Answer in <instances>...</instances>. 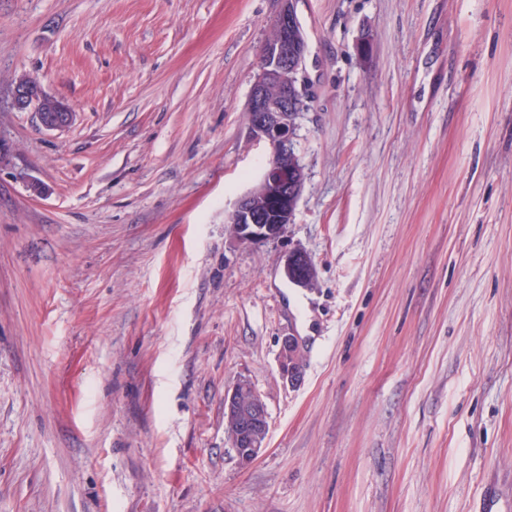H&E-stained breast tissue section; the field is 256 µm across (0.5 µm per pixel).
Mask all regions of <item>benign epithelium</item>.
Returning <instances> with one entry per match:
<instances>
[{
	"label": "benign epithelium",
	"mask_w": 512,
	"mask_h": 512,
	"mask_svg": "<svg viewBox=\"0 0 512 512\" xmlns=\"http://www.w3.org/2000/svg\"><path fill=\"white\" fill-rule=\"evenodd\" d=\"M293 2L281 0L274 20L276 36L264 43L247 105L250 134L267 144L269 157L258 184L235 201L228 217L235 238L245 245L280 237L294 221L305 187L304 166L288 164V156L295 151V118L299 109L306 108L313 99L306 69L307 42ZM11 104L19 111L33 113L39 127L46 131H63L76 116L63 100L24 76L12 87ZM260 197L276 201V210L263 209L257 203ZM311 263L306 251L290 250L283 256V275L295 286L308 288L311 282L301 271ZM280 357L283 379L292 386L298 385L303 377V362L296 336L281 338ZM224 420L231 425L230 443L239 463L250 465L261 452L269 431L267 405L250 381L239 380L224 395Z\"/></svg>",
	"instance_id": "obj_1"
}]
</instances>
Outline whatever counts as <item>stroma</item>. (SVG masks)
Returning a JSON list of instances; mask_svg holds the SVG:
<instances>
[{"label": "stroma", "mask_w": 512, "mask_h": 512, "mask_svg": "<svg viewBox=\"0 0 512 512\" xmlns=\"http://www.w3.org/2000/svg\"><path fill=\"white\" fill-rule=\"evenodd\" d=\"M280 6L0 0V512H512V0H297L306 183L249 246ZM22 76L70 128L12 108ZM311 257L310 255L302 250V249H293L288 251L283 256V265L282 272L284 277L300 288H309L311 286V282L308 276L299 275V272H303L302 270H306L311 267ZM310 269L306 270L309 272ZM280 350L282 377L289 385L297 386L302 380L304 367L297 337L292 334L283 336ZM224 420L231 425L230 443L242 466L254 462L269 431V412L250 381L239 380L224 395Z\"/></svg>", "instance_id": "1"}]
</instances>
